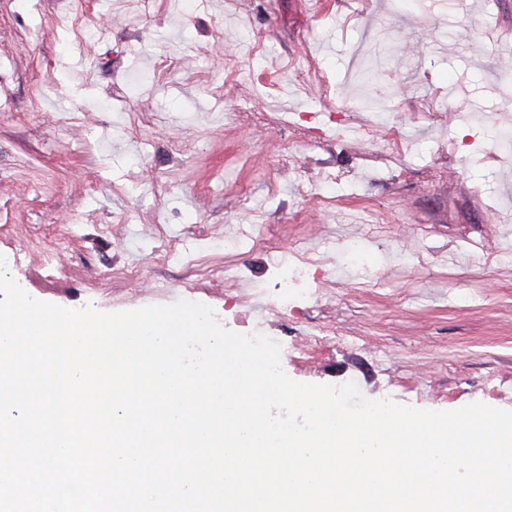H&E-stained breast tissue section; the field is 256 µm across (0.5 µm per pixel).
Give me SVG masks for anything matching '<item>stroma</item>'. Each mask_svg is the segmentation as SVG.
<instances>
[{
	"mask_svg": "<svg viewBox=\"0 0 512 512\" xmlns=\"http://www.w3.org/2000/svg\"><path fill=\"white\" fill-rule=\"evenodd\" d=\"M510 72L512 0H0V252L298 382L512 410Z\"/></svg>",
	"mask_w": 512,
	"mask_h": 512,
	"instance_id": "35a3bbf8",
	"label": "stroma"
}]
</instances>
